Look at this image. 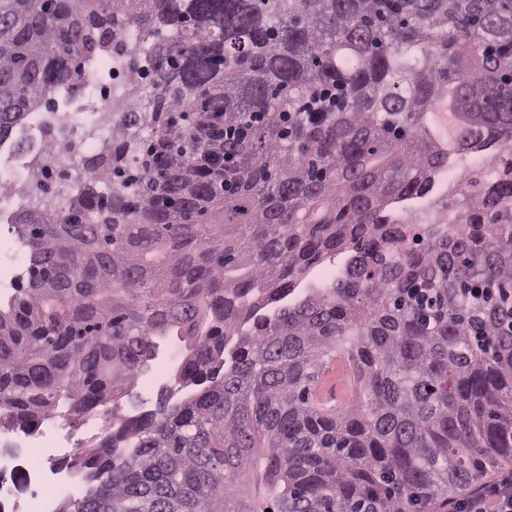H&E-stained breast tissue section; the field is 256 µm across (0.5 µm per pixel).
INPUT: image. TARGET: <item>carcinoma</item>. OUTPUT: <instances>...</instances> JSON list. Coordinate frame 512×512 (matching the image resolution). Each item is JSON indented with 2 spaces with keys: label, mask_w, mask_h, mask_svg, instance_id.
<instances>
[{
  "label": "carcinoma",
  "mask_w": 512,
  "mask_h": 512,
  "mask_svg": "<svg viewBox=\"0 0 512 512\" xmlns=\"http://www.w3.org/2000/svg\"><path fill=\"white\" fill-rule=\"evenodd\" d=\"M131 29L111 138L59 124L81 176L59 207L33 165L12 215L0 428L105 421L59 512H429L512 462V179L390 218L512 154V0H0V142ZM173 336L183 394L120 415ZM484 155L479 151L471 155L467 164L463 167L450 168L440 172L435 180L436 191L447 196H455L459 189L465 186L474 189L471 186V179L475 174L481 173L483 177H494L502 168L510 167V155H500V159L496 163H484ZM350 382L343 368L336 361V387L321 386L316 391V399L324 407H340L343 406L350 397Z\"/></svg>",
  "instance_id": "obj_1"
}]
</instances>
